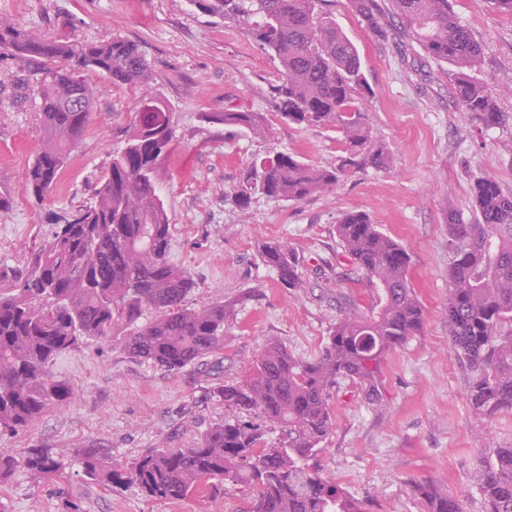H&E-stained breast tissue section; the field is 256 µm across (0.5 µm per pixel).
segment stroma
Instances as JSON below:
<instances>
[{
    "label": "stroma",
    "instance_id": "35a3bbf8",
    "mask_svg": "<svg viewBox=\"0 0 512 512\" xmlns=\"http://www.w3.org/2000/svg\"><path fill=\"white\" fill-rule=\"evenodd\" d=\"M448 5L483 46L477 76L495 93L503 127L483 128L459 109L450 65L426 58L410 41L378 39L350 0H334L336 21L358 47L373 89L363 108L390 165L344 177L301 202L256 193L241 207L233 196L264 158L285 152L332 166L344 154L341 133L273 117L277 60L190 0H0V13L28 29L87 41L116 35L139 45L151 66L150 90L174 116L175 147L162 165L168 256L192 273V301L221 302L227 310L216 372L197 365L160 370L131 358L119 336L60 355L53 371L73 385L76 403L0 438V448L17 456L36 446L66 454L101 448L124 462L149 448L191 445L200 431L228 417L214 387L242 379L244 364L268 340L317 357L350 303L364 311L375 301L376 291L336 237L341 215L358 210L407 250L424 323L419 336L387 355L379 403H368L352 382L337 386L333 428L318 465L363 500L367 512H423L411 490L420 480L459 499L463 512H486L477 457L491 441L512 446V411L482 423L467 403L468 371L451 349L448 327L447 222L452 210L464 221L474 219L471 188L479 177H494L512 191V16L488 0ZM19 75L18 61L0 56V191L10 193L9 210L0 211V267L23 260L49 233L53 213L90 198L141 94L87 73L95 119L73 149L64 180L38 201L22 190L41 128L34 101L11 96ZM240 110L271 113L270 135L200 119L204 112ZM269 240L294 249L303 287H283L262 263L258 247ZM246 498L242 486L228 483L213 498L159 502L133 486L106 488L74 471L37 479L20 466L0 481V512H61L66 500L82 512H243Z\"/></svg>",
    "mask_w": 512,
    "mask_h": 512
}]
</instances>
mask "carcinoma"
I'll return each instance as SVG.
<instances>
[{
    "label": "carcinoma",
    "mask_w": 512,
    "mask_h": 512,
    "mask_svg": "<svg viewBox=\"0 0 512 512\" xmlns=\"http://www.w3.org/2000/svg\"><path fill=\"white\" fill-rule=\"evenodd\" d=\"M194 6L240 28L278 60L271 88L279 120L342 133L345 156L333 166L277 152L243 178L234 199L251 194L303 201L347 173L381 170L384 144L373 138L362 98L372 94L359 51L344 34L328 0H192ZM380 38L392 34L380 0H350ZM401 33L426 57L455 68L459 108L487 129L503 115L490 88L478 82L482 46L448 7V0H389ZM39 61L26 90L39 100L42 139L23 191L41 200L57 183L71 151L90 125L93 71L112 83L146 87L150 67L139 46L120 36L80 41L27 30L0 15V55ZM208 124L270 133L264 112H203ZM174 149L173 112L143 92L124 146L112 154L92 201L55 214L50 234L22 265L0 268V436L31 428L46 412L69 407L76 393L56 376L54 360L90 340L121 336L134 359L175 372L224 348L222 303L190 307V272L168 259L170 218L161 197L162 161ZM476 218L466 223L448 212V325L452 349L470 369L466 397L478 420L512 411V193L493 177L475 180ZM336 235L358 270L377 290L378 304L363 315L350 309L332 327L322 353L295 356L269 341L244 378L215 387L214 397L233 412H255L264 424L226 419L202 432L189 448H149L120 463L99 448L70 456L28 448L21 458L0 452V480L17 465L38 478L60 477L73 464L104 487L131 485L155 501L192 492L217 495L224 483L250 490L248 512H365L321 473L316 460L332 431L330 401L339 380L380 401L386 355L419 335L423 308L411 288L410 256L369 215L350 211ZM286 288L303 285L288 243L268 241L260 253ZM150 316H145V313ZM284 441L267 445L266 433ZM487 512H512V447L485 449L479 461ZM413 492L425 512H462L459 500L430 482Z\"/></svg>",
    "instance_id": "cac0c4a2"
}]
</instances>
